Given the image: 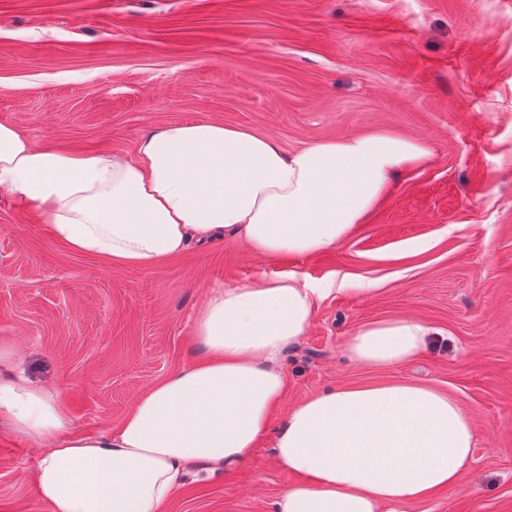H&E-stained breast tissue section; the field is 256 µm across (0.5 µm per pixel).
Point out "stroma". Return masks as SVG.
<instances>
[{"mask_svg":"<svg viewBox=\"0 0 512 512\" xmlns=\"http://www.w3.org/2000/svg\"><path fill=\"white\" fill-rule=\"evenodd\" d=\"M197 121L287 151L383 130L431 154L312 256L261 258L227 237L133 269L71 252L1 197L0 352L61 393L76 431L101 433L193 362L210 288L320 281L331 291L282 361L273 421L329 386L430 384L458 398L478 442L455 490L400 512H512V0H0V123L47 148L131 155L146 131ZM396 317L432 328L420 358H347L360 324ZM41 452L0 423V512H49ZM294 480L263 443L165 512H267Z\"/></svg>","mask_w":512,"mask_h":512,"instance_id":"obj_1","label":"stroma"}]
</instances>
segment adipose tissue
Here are the masks:
<instances>
[{
	"mask_svg": "<svg viewBox=\"0 0 512 512\" xmlns=\"http://www.w3.org/2000/svg\"><path fill=\"white\" fill-rule=\"evenodd\" d=\"M426 142L384 131L285 151L243 127L199 121L142 136L134 156L37 146L0 123V197L23 200L71 251L138 269L194 241L240 236L262 257L310 256L346 240L391 174ZM321 284L284 275L211 289L194 320L197 355L138 398L116 430L73 433L54 390L0 359V417L46 446L36 482L50 512H164L191 471H216L271 441L295 475L271 512H392L454 489L477 427L453 395L408 379L332 387L293 405L283 355L309 330ZM431 334L411 317L359 325L357 364L391 368Z\"/></svg>",
	"mask_w": 512,
	"mask_h": 512,
	"instance_id": "obj_1",
	"label": "adipose tissue"
}]
</instances>
